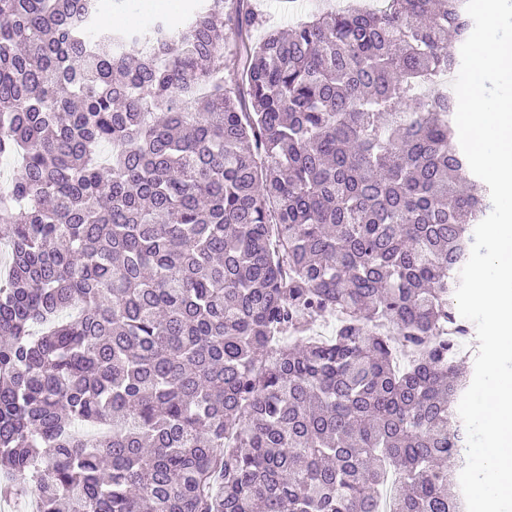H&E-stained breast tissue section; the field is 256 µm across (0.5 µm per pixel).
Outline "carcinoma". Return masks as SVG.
<instances>
[{"mask_svg":"<svg viewBox=\"0 0 512 512\" xmlns=\"http://www.w3.org/2000/svg\"><path fill=\"white\" fill-rule=\"evenodd\" d=\"M466 3L332 6L256 42L251 0L124 31L101 0H0V495L375 512L395 471L390 512H453L454 295L492 209L442 79Z\"/></svg>","mask_w":512,"mask_h":512,"instance_id":"obj_1","label":"carcinoma"}]
</instances>
